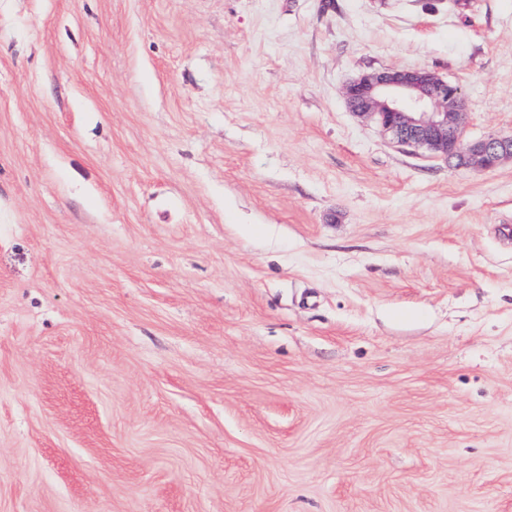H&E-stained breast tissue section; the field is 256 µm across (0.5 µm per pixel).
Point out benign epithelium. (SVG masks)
Instances as JSON below:
<instances>
[{
  "mask_svg": "<svg viewBox=\"0 0 512 512\" xmlns=\"http://www.w3.org/2000/svg\"><path fill=\"white\" fill-rule=\"evenodd\" d=\"M348 109L375 121L393 143L421 148L457 165L490 170L512 159V137H467L462 88L428 69L375 70L347 83Z\"/></svg>",
  "mask_w": 512,
  "mask_h": 512,
  "instance_id": "obj_1",
  "label": "benign epithelium"
}]
</instances>
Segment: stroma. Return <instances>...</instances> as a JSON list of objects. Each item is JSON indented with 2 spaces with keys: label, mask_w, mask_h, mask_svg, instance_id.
Here are the masks:
<instances>
[{
  "label": "stroma",
  "mask_w": 512,
  "mask_h": 512,
  "mask_svg": "<svg viewBox=\"0 0 512 512\" xmlns=\"http://www.w3.org/2000/svg\"><path fill=\"white\" fill-rule=\"evenodd\" d=\"M0 0V512H512V0ZM343 97L351 112L375 121L399 146L424 147L475 170L512 159L511 136L467 137L462 88L431 70H375L347 83Z\"/></svg>",
  "instance_id": "stroma-1"
}]
</instances>
